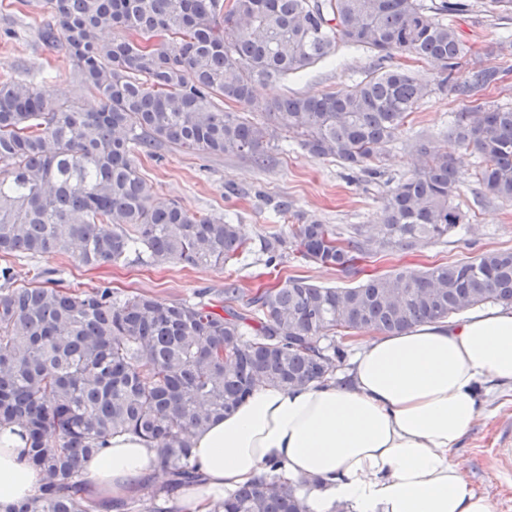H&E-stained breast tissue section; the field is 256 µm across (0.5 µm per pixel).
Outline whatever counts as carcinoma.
<instances>
[{
  "mask_svg": "<svg viewBox=\"0 0 512 512\" xmlns=\"http://www.w3.org/2000/svg\"><path fill=\"white\" fill-rule=\"evenodd\" d=\"M56 27L44 44L64 48L100 107L88 112L49 86L0 82V254H64L98 268L134 259L143 266L224 264L248 249L239 226L200 217L160 197L139 173L136 154L162 145L266 165L280 130L311 157L377 174L372 164L430 94L412 71L376 65L354 85L317 96L262 100L261 84L287 81L341 45L432 62L467 100L448 140L480 156L481 194L512 200V107L479 92L499 70L475 67L448 17L470 0H42ZM113 32L110 40L101 34ZM265 115L253 122L224 103ZM421 165L388 189L377 225L299 224L305 260L346 277L374 249L412 251L456 232L470 217L454 203L453 154L420 149ZM230 284L219 309L110 288L69 291L14 286L0 267V426L16 425L42 494L6 512H90L81 469L115 434L159 448L165 491L197 484L193 437L232 412L265 381L281 388L321 382L336 360L320 339L374 329L400 334L486 303L512 306V251L473 260L402 267L352 288L290 277L256 290L241 308ZM125 512H166L150 499L112 504ZM209 512H308L295 488L259 477Z\"/></svg>",
  "mask_w": 512,
  "mask_h": 512,
  "instance_id": "cac0c4a2",
  "label": "carcinoma"
}]
</instances>
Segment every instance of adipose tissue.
I'll return each mask as SVG.
<instances>
[{"label":"adipose tissue","instance_id":"obj_1","mask_svg":"<svg viewBox=\"0 0 512 512\" xmlns=\"http://www.w3.org/2000/svg\"><path fill=\"white\" fill-rule=\"evenodd\" d=\"M489 382L512 385V311L365 337L345 375L290 389L256 383L233 412L198 431L192 453L204 482L176 505L208 512L210 500L270 469L300 482L309 512H493L451 456L480 417ZM149 477H165L158 449L116 435L85 464V494L122 500L145 491ZM40 487L23 440L0 429V507Z\"/></svg>","mask_w":512,"mask_h":512}]
</instances>
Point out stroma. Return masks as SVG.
I'll return each instance as SVG.
<instances>
[{
	"instance_id": "1",
	"label": "stroma",
	"mask_w": 512,
	"mask_h": 512,
	"mask_svg": "<svg viewBox=\"0 0 512 512\" xmlns=\"http://www.w3.org/2000/svg\"><path fill=\"white\" fill-rule=\"evenodd\" d=\"M50 21L48 13L25 0H0V81L24 79L38 86L47 80L56 98L75 101L86 110L97 107L96 94L80 84L64 49L43 44L40 32ZM454 24L463 40L478 51L482 65L501 73L496 84L482 91L483 100L512 106V13H490L477 4L455 16ZM374 60L369 51L342 47L331 60L288 81L259 87L258 95L263 99L320 96L356 83ZM463 107L462 100L446 91L425 97L401 134L384 149L374 175L345 169L333 159L311 158L294 141L279 143L276 164L266 168L240 158H212L169 147L151 157L140 156L139 171L159 196L198 215L239 224L252 250L224 268L183 263L148 268L129 261L88 269L69 253L43 258L17 255L6 263L19 286L34 285L37 270L50 269L63 285H77L84 291L107 286L123 294L144 293L168 301L214 299L231 281L245 300L259 286L291 276L326 287L355 286L356 278L302 259L288 240L292 224L302 219L343 225L380 223L385 191L414 174L421 145H447L454 114ZM454 156L460 178L458 201L462 209L475 214L472 232L453 234L409 252H374L361 263L365 274L381 275L403 265L424 269L470 260L488 250H512V200L476 199L478 155L458 150ZM283 198L294 204L285 215L272 209L273 202ZM274 232L285 236L287 243L271 257L261 244ZM509 433L512 388L501 386L484 394L480 418L453 451L469 483L491 499L494 512H512V463L497 469L490 464L492 448Z\"/></svg>"
}]
</instances>
